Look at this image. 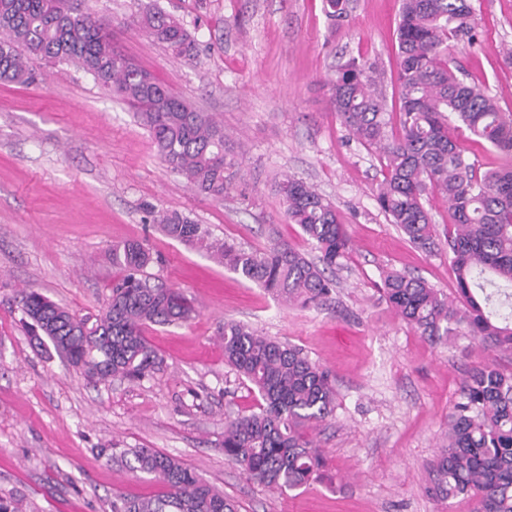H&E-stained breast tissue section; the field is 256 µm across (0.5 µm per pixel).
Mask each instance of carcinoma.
I'll list each match as a JSON object with an SVG mask.
<instances>
[{
    "instance_id": "1",
    "label": "carcinoma",
    "mask_w": 512,
    "mask_h": 512,
    "mask_svg": "<svg viewBox=\"0 0 512 512\" xmlns=\"http://www.w3.org/2000/svg\"><path fill=\"white\" fill-rule=\"evenodd\" d=\"M83 0H0V81L27 84L37 62L71 64L130 105L149 130L157 155L197 191L221 199L235 185L242 147L224 125L197 112L129 58L116 51ZM326 17H346L347 0H324ZM472 0H400L397 23L399 126L377 92V67L355 59L328 80L330 104L355 142L377 154L382 179L379 209L416 247L437 246L424 201L448 200L453 230L446 241L455 273L451 299L423 278L397 271L381 277L379 293L401 319L433 344L471 336L485 350L512 353V113L475 81L450 66L453 52L476 40ZM130 25L178 56H196L195 37L160 8L131 15ZM467 137L501 154L500 167L483 171ZM288 223L300 226L318 261L270 237L247 250L216 237L205 224L167 211L147 210L168 237L205 252L244 280L288 304L318 305L335 283L326 271L351 245L331 202L301 179L274 183ZM154 262L144 243L112 245V283L95 321L78 316L35 289L22 291L21 311L32 337L49 343L68 363L97 382L135 380L163 368L164 359L142 334L148 324L179 325L196 314L183 292L152 286ZM224 362L260 394L259 411L225 423L224 455L247 477L273 490L309 487L327 460L312 431L336 412L330 375L302 349L224 322ZM134 469L154 476L152 498L112 500V512H238L177 458L130 448ZM427 493L440 502L462 498L470 512H512V370L494 363L473 367L448 416L438 452L427 468Z\"/></svg>"
}]
</instances>
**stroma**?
<instances>
[{
  "label": "stroma",
  "instance_id": "stroma-1",
  "mask_svg": "<svg viewBox=\"0 0 512 512\" xmlns=\"http://www.w3.org/2000/svg\"><path fill=\"white\" fill-rule=\"evenodd\" d=\"M476 44L456 52L512 112V0H474ZM153 6L194 34L198 57L180 58L134 30ZM113 47L196 111L221 119L244 144L235 188L217 200L194 191L159 159L133 108L91 76L36 64L28 85L0 82V496L27 512H112L114 497H148L158 482L134 470L129 448L175 456L240 512H470L425 492L461 384L489 358L468 336L434 345L381 300L383 270L424 278L448 296L456 279L447 250L416 248L374 199L378 157L349 141L327 81L350 59L375 64L389 111L399 109V0H349L334 23L322 0H89ZM288 174L331 200L352 250L333 273L325 306H289L257 284L167 237L147 208L176 211L245 248L271 236L309 258L318 253L287 223L273 184ZM143 241L153 282L181 289L196 316L146 326L165 359L135 381L97 384L55 351L31 342L16 302L33 288L78 315L107 304L117 272L113 243ZM243 322L301 348L336 386L332 420L315 435L323 479L273 491L224 456V423L259 408L249 382L224 363L225 321Z\"/></svg>",
  "mask_w": 512,
  "mask_h": 512
}]
</instances>
